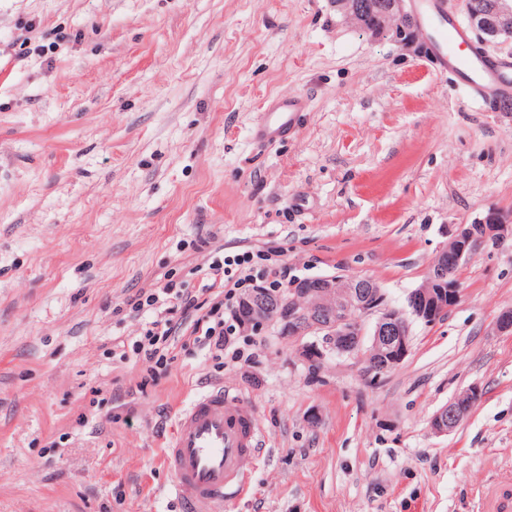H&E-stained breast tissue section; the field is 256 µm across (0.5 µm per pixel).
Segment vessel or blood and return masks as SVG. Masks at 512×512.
<instances>
[{"label": "vessel or blood", "instance_id": "1", "mask_svg": "<svg viewBox=\"0 0 512 512\" xmlns=\"http://www.w3.org/2000/svg\"><path fill=\"white\" fill-rule=\"evenodd\" d=\"M433 29V57L439 71L460 78L465 90L484 103L512 96V60L482 52L455 18L445 15L444 0H424L421 10ZM307 101L283 92L261 112L254 137L270 142L287 134ZM256 414L240 396L215 385L201 392L177 416L166 462L173 490L184 512H214L216 505L244 495L253 465L264 454Z\"/></svg>", "mask_w": 512, "mask_h": 512}]
</instances>
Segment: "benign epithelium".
I'll use <instances>...</instances> for the list:
<instances>
[{"instance_id": "7a95c632", "label": "benign epithelium", "mask_w": 512, "mask_h": 512, "mask_svg": "<svg viewBox=\"0 0 512 512\" xmlns=\"http://www.w3.org/2000/svg\"><path fill=\"white\" fill-rule=\"evenodd\" d=\"M347 21L364 33L381 36L420 53L424 44L416 35L417 24L411 0H334ZM470 28L484 42L512 37V0H491L466 11ZM512 238V224L486 219L473 224H454L448 231V246L432 261L426 279L411 291V305L403 311L392 307L383 290L370 278L322 276L300 279L268 297L250 291L235 310L239 328L258 333L275 323L288 337L315 336L303 348L302 361L319 367L330 356L360 352L364 337H370L365 357L367 372L379 376L399 365L410 350L411 322L415 318L431 324L449 312L462 298L458 281L448 275V262H465L478 243L501 244ZM374 317L371 328L366 319ZM473 386L454 402L437 411L430 420L436 435L452 432L479 400Z\"/></svg>"}]
</instances>
